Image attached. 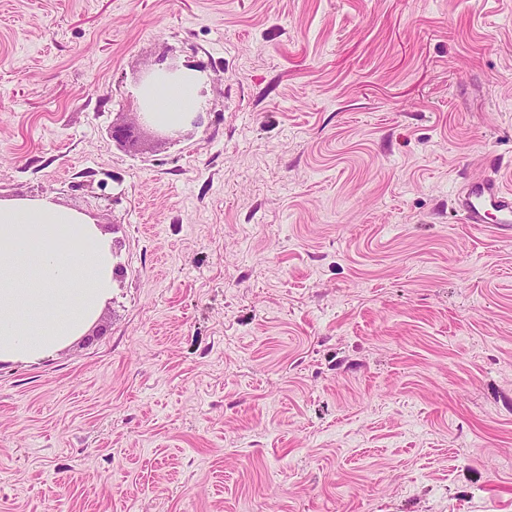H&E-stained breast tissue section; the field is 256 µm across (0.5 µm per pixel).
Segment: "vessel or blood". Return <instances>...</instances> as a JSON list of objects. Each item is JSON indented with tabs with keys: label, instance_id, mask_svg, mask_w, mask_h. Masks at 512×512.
<instances>
[{
	"label": "vessel or blood",
	"instance_id": "vessel-or-blood-1",
	"mask_svg": "<svg viewBox=\"0 0 512 512\" xmlns=\"http://www.w3.org/2000/svg\"><path fill=\"white\" fill-rule=\"evenodd\" d=\"M456 207L465 224H512V190L496 178L468 182L457 195Z\"/></svg>",
	"mask_w": 512,
	"mask_h": 512
}]
</instances>
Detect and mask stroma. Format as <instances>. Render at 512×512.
Here are the masks:
<instances>
[{
  "label": "stroma",
  "instance_id": "stroma-1",
  "mask_svg": "<svg viewBox=\"0 0 512 512\" xmlns=\"http://www.w3.org/2000/svg\"><path fill=\"white\" fill-rule=\"evenodd\" d=\"M201 124L137 122L159 57ZM512 0H0V199L121 277L0 363V512H512ZM185 72L178 65L167 63L164 57L157 60L155 67L147 72L138 81V91L140 92L142 109V118L146 126H155L157 131L164 135L175 134L176 128L164 126L158 123L154 117V106L149 93L161 84L174 83L184 79ZM463 224H512V191L498 178L469 181L457 194Z\"/></svg>",
  "mask_w": 512,
  "mask_h": 512
}]
</instances>
